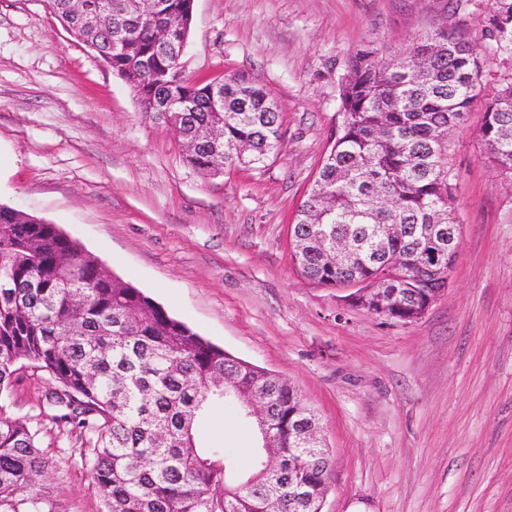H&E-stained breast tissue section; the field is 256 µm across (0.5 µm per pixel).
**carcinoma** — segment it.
Returning <instances> with one entry per match:
<instances>
[{"mask_svg":"<svg viewBox=\"0 0 512 512\" xmlns=\"http://www.w3.org/2000/svg\"><path fill=\"white\" fill-rule=\"evenodd\" d=\"M186 0H159L150 16L130 13L117 33H74L89 48L118 37L138 53L112 55L109 66L134 91L141 108L159 93L137 81L148 64L168 83V95L186 102L180 129L223 123L224 141L197 144L186 154L194 168L216 175L226 168L266 165L280 143L282 122L272 97L244 74L224 78V111L212 107L208 83H193L179 63L158 54L150 33L185 12ZM512 57V0H490L478 37L434 31L401 52L394 69L381 49L366 44L345 64L338 83L339 111L347 116L329 155L292 224L294 258L307 280L334 286L347 274L376 283L385 270L404 294L434 288L437 273L416 263V250H431L429 224L457 223L448 172V128L462 124L490 56ZM477 131L490 160L512 171V79L488 95ZM245 148L239 152V148ZM381 198L396 209L377 206ZM398 224L400 235L382 254L372 248V226ZM338 237L352 242L345 268L329 258ZM22 361L50 375L46 395L52 418L92 435L80 449L106 512H216L212 487L222 486L229 512H274L268 500L274 477L253 449L255 468L236 474L233 457L203 443L209 407L240 392H261L283 473L311 485L309 507L318 512L323 477L294 463L292 429L309 417L308 406L288 382L234 357L172 318L140 289L114 275L95 255L54 224L0 207V401ZM234 392L224 394V374ZM52 467L36 433L6 415L0 404V508L26 505L46 512L40 481ZM27 494L21 499L19 495Z\"/></svg>","mask_w":512,"mask_h":512,"instance_id":"cac0c4a2","label":"carcinoma"}]
</instances>
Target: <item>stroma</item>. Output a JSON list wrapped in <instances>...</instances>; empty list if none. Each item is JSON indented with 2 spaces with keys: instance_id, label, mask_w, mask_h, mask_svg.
Wrapping results in <instances>:
<instances>
[{
  "instance_id": "obj_1",
  "label": "stroma",
  "mask_w": 512,
  "mask_h": 512,
  "mask_svg": "<svg viewBox=\"0 0 512 512\" xmlns=\"http://www.w3.org/2000/svg\"><path fill=\"white\" fill-rule=\"evenodd\" d=\"M486 0H195L184 78L243 73L277 102L283 137L260 168L205 174L45 0H0V203L56 225L172 317L296 388L333 461L322 512H512V174L476 130L500 56L448 137L460 246L426 314L400 323L303 278L289 226L340 126L338 82L371 43L470 38ZM44 371L23 365L10 416L55 466L51 512H103L79 433L42 414ZM209 446L249 473L256 432L233 401Z\"/></svg>"
}]
</instances>
